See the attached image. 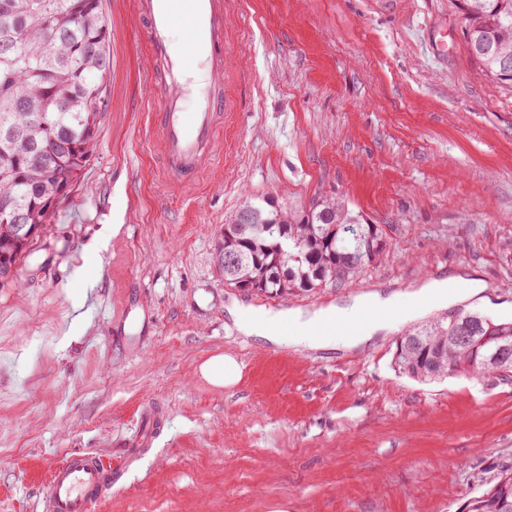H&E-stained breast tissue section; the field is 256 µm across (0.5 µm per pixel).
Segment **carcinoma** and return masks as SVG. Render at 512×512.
I'll list each match as a JSON object with an SVG mask.
<instances>
[{
    "mask_svg": "<svg viewBox=\"0 0 512 512\" xmlns=\"http://www.w3.org/2000/svg\"><path fill=\"white\" fill-rule=\"evenodd\" d=\"M465 16L469 54L492 81L512 86V0H457ZM76 21H62L72 7ZM10 26L15 45H0V134L11 129L34 145L17 163L0 155V199L29 213L45 229L49 201L65 195L57 170L80 175L96 146L105 108L103 81L110 72L109 27L102 0H0V29ZM66 144L59 169L46 167L40 151ZM250 211V224L233 218L214 245L216 262L236 254L238 265L222 269L224 285L254 288L257 295L283 297L353 282L386 241L378 224L336 198H323L309 211L284 210L272 197L246 200L237 213ZM27 246L13 227L0 223V275L17 265ZM477 335L491 331L512 349V319L478 313ZM449 326L431 321L400 337L397 370L426 382L460 373H493L512 379V359L488 360L492 348L474 352L448 342ZM469 512H512V466L503 467L492 484L471 498Z\"/></svg>",
    "mask_w": 512,
    "mask_h": 512,
    "instance_id": "obj_1",
    "label": "carcinoma"
}]
</instances>
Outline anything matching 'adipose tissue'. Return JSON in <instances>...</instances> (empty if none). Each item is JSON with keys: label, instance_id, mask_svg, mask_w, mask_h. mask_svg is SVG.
<instances>
[{"label": "adipose tissue", "instance_id": "ef3b65f1", "mask_svg": "<svg viewBox=\"0 0 512 512\" xmlns=\"http://www.w3.org/2000/svg\"><path fill=\"white\" fill-rule=\"evenodd\" d=\"M480 290V285L472 280L434 279L413 292L410 312L417 315L430 306H448ZM397 302V294L376 291L341 305L313 311L289 309L272 314L234 304L229 306L228 312L239 331L248 337L256 336L276 343L285 336L293 345L308 349H324L336 345L356 349L392 330L394 322L391 314ZM333 320L350 323V331L341 336L333 332L313 334V327Z\"/></svg>", "mask_w": 512, "mask_h": 512}]
</instances>
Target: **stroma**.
I'll return each instance as SVG.
<instances>
[{"instance_id": "1", "label": "stroma", "mask_w": 512, "mask_h": 512, "mask_svg": "<svg viewBox=\"0 0 512 512\" xmlns=\"http://www.w3.org/2000/svg\"><path fill=\"white\" fill-rule=\"evenodd\" d=\"M111 35L97 144L13 281L0 284V512H41L49 461L119 458L143 410L167 425L96 512H463L512 465V381L421 383L394 366L424 279L480 282L512 318V88L468 52L455 0H225L215 160L184 186L146 135L154 94L131 0ZM446 45L433 55L424 39ZM341 197L386 234L352 283L270 299L225 287L214 243L246 197ZM374 291L400 321L362 349L240 333ZM229 354L240 382L210 385ZM201 372L211 384L224 388L233 387L241 378L240 364L230 355L208 360L202 365Z\"/></svg>"}]
</instances>
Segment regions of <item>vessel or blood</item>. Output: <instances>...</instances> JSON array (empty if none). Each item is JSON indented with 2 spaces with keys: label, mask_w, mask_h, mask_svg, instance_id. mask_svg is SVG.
Instances as JSON below:
<instances>
[{
  "label": "vessel or blood",
  "mask_w": 512,
  "mask_h": 512,
  "mask_svg": "<svg viewBox=\"0 0 512 512\" xmlns=\"http://www.w3.org/2000/svg\"><path fill=\"white\" fill-rule=\"evenodd\" d=\"M132 5L145 22L147 82L159 91L148 131L161 147L165 175L188 182L211 165L224 110V0H133ZM177 29L185 40L179 49L172 44ZM202 53L212 82L206 93L198 94L188 76ZM161 429L157 412L146 413L116 465L86 450L51 461L41 484L44 512H93Z\"/></svg>",
  "instance_id": "obj_1"
}]
</instances>
